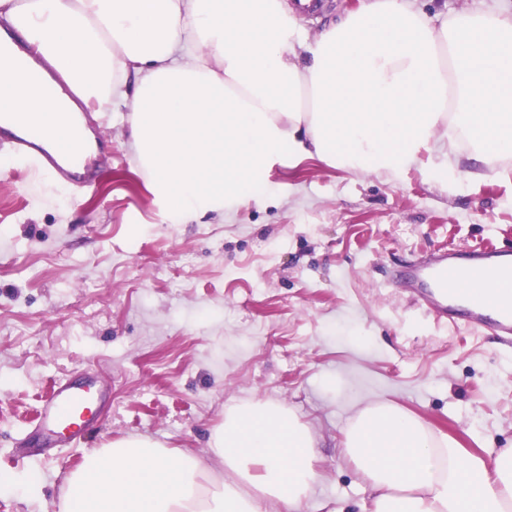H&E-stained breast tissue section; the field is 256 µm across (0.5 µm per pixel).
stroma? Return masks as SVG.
Instances as JSON below:
<instances>
[{
  "mask_svg": "<svg viewBox=\"0 0 512 512\" xmlns=\"http://www.w3.org/2000/svg\"><path fill=\"white\" fill-rule=\"evenodd\" d=\"M126 115L94 118L84 186L0 169V512H53L85 456L128 436L208 454L225 405L271 400L321 441L300 512H373L337 453L386 401L482 455L512 448V348L437 322L398 269L445 246L512 243V172L448 185L418 168L275 166L259 200L171 223L136 169ZM109 398L84 439L35 417L52 383Z\"/></svg>",
  "mask_w": 512,
  "mask_h": 512,
  "instance_id": "obj_1",
  "label": "stroma"
}]
</instances>
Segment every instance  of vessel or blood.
Instances as JSON below:
<instances>
[{
	"label": "vessel or blood",
	"instance_id": "b4317fda",
	"mask_svg": "<svg viewBox=\"0 0 512 512\" xmlns=\"http://www.w3.org/2000/svg\"><path fill=\"white\" fill-rule=\"evenodd\" d=\"M81 133L70 126L56 131L46 125L24 123L20 133L10 134L9 151L34 161L54 179L78 180L73 167L80 161ZM406 293L437 320L452 323L464 318L468 327L495 336L512 347V247L485 243L466 252L442 248L428 259L404 267L398 274ZM477 282L484 298L464 293L461 279ZM100 396L75 383L54 385L38 423L48 426L65 442L80 440Z\"/></svg>",
	"mask_w": 512,
	"mask_h": 512
}]
</instances>
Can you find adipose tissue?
<instances>
[{
    "mask_svg": "<svg viewBox=\"0 0 512 512\" xmlns=\"http://www.w3.org/2000/svg\"><path fill=\"white\" fill-rule=\"evenodd\" d=\"M286 0H0V107L37 121L126 111L129 150L173 221L258 199L275 165L430 168L440 137L468 177L512 161V10L433 25L411 0H364L314 39ZM40 56L77 98L51 100ZM288 407L233 404L208 456L129 436L89 454L55 512H298L322 481ZM342 458L374 512H512V448L493 459L401 407L349 418Z\"/></svg>",
    "mask_w": 512,
    "mask_h": 512,
    "instance_id": "obj_1",
    "label": "adipose tissue"
}]
</instances>
